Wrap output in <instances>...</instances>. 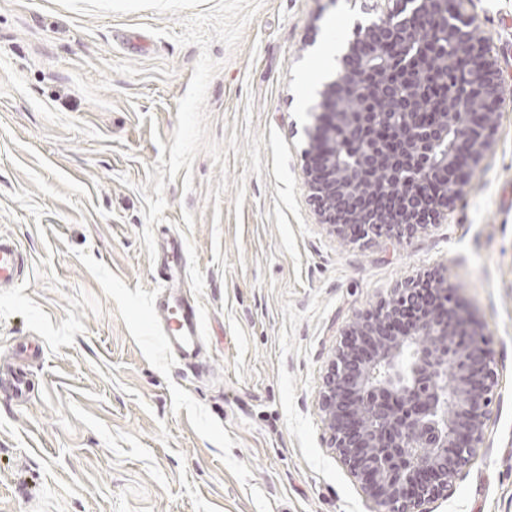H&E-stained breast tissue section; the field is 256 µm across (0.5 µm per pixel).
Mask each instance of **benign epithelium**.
Instances as JSON below:
<instances>
[{"label": "benign epithelium", "instance_id": "7a95c632", "mask_svg": "<svg viewBox=\"0 0 512 512\" xmlns=\"http://www.w3.org/2000/svg\"><path fill=\"white\" fill-rule=\"evenodd\" d=\"M357 25L307 131L319 223L351 240L413 237L448 217L491 146L504 88L464 0H385ZM464 77L432 113L420 87ZM343 134L358 150L345 159ZM497 387L481 326L427 271L356 315L320 394L330 447L384 512H419L470 464Z\"/></svg>", "mask_w": 512, "mask_h": 512}]
</instances>
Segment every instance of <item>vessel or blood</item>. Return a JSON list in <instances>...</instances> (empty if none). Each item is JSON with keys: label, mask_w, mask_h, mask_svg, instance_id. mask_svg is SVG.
<instances>
[{"label": "vessel or blood", "mask_w": 512, "mask_h": 512, "mask_svg": "<svg viewBox=\"0 0 512 512\" xmlns=\"http://www.w3.org/2000/svg\"><path fill=\"white\" fill-rule=\"evenodd\" d=\"M24 267V255L15 241L0 238V288L15 284ZM155 308L165 315L164 345L169 353L190 360L201 340V320L197 306L176 295L156 299Z\"/></svg>", "instance_id": "obj_1"}]
</instances>
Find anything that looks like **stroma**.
I'll list each match as a JSON object with an SVG mask.
<instances>
[{"label":"stroma","mask_w":512,"mask_h":512,"mask_svg":"<svg viewBox=\"0 0 512 512\" xmlns=\"http://www.w3.org/2000/svg\"><path fill=\"white\" fill-rule=\"evenodd\" d=\"M507 99L447 220L318 224L307 82L377 0H0V512H383L319 406L356 313L447 268L498 376L485 438L421 512H512V0H469ZM183 244L173 280L160 265ZM198 306V366L151 312ZM24 260V255L15 241L0 238V288L18 281Z\"/></svg>","instance_id":"stroma-1"}]
</instances>
